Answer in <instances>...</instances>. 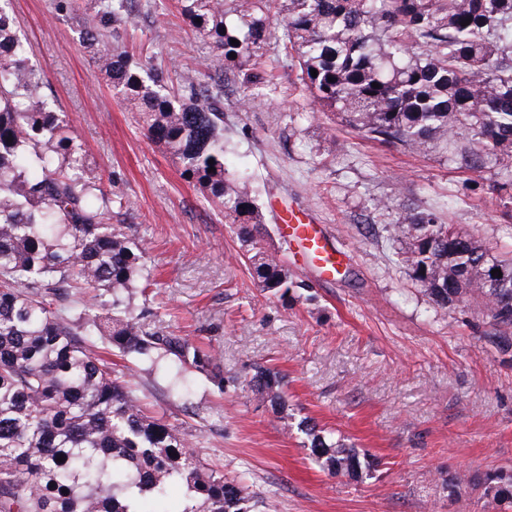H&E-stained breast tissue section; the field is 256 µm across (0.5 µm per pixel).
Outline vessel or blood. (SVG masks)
<instances>
[{
  "label": "vessel or blood",
  "instance_id": "1",
  "mask_svg": "<svg viewBox=\"0 0 512 512\" xmlns=\"http://www.w3.org/2000/svg\"><path fill=\"white\" fill-rule=\"evenodd\" d=\"M281 221V234L298 245L301 259L312 260L323 279L334 280L343 255L330 245L323 225L317 224L311 214L292 209Z\"/></svg>",
  "mask_w": 512,
  "mask_h": 512
}]
</instances>
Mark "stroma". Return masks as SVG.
Segmentation results:
<instances>
[{
	"label": "stroma",
	"instance_id": "obj_1",
	"mask_svg": "<svg viewBox=\"0 0 512 512\" xmlns=\"http://www.w3.org/2000/svg\"><path fill=\"white\" fill-rule=\"evenodd\" d=\"M13 0L32 60L76 128L103 189L133 202L118 216L150 242L148 266L160 287L134 290L150 329L182 336L221 354L223 387L192 377L190 411L167 392L162 370L127 359L150 410L164 412L199 441L200 456L225 477L248 474L269 512H504L481 487L449 479L512 468V356L484 340L474 304L428 303L401 264L391 216L373 209L413 202L494 248L512 254V205L489 185V169L456 168L435 153H412L362 137L340 115L318 109L296 67L277 59L275 42L257 50L273 79L260 102L243 100L239 68L224 70L228 168L246 177L268 230L266 247L288 262L297 283L287 297L260 290L224 214L178 161L151 142L138 116L94 67L81 38L79 9L94 0ZM136 16L129 50L148 48L169 82L190 71L208 83L209 50L176 0H129ZM311 212L344 265L332 282L293 261L279 213ZM287 376L288 405L259 402L246 384L256 366ZM375 457L357 478L333 475L310 458L303 419Z\"/></svg>",
	"mask_w": 512,
	"mask_h": 512
}]
</instances>
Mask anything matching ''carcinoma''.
I'll list each match as a JSON object with an SVG mask.
<instances>
[{
    "label": "carcinoma",
    "mask_w": 512,
    "mask_h": 512,
    "mask_svg": "<svg viewBox=\"0 0 512 512\" xmlns=\"http://www.w3.org/2000/svg\"><path fill=\"white\" fill-rule=\"evenodd\" d=\"M127 0H98L83 18L96 69L139 113L143 129L224 208L261 287L284 297L302 284L265 248L256 199L226 167L219 85L186 75L168 86L162 64L145 66L114 47L134 25ZM186 23L213 55L210 68L247 67L282 26L281 60L299 67L305 90L366 138L413 153L440 152L463 169L493 170L492 190L512 192V0H178ZM471 20L467 26L462 22ZM237 40L231 44L230 39ZM236 57H231L230 53ZM317 70L312 77L311 70ZM333 81H328V78ZM44 73L29 57L9 0H0V512H143L167 487H185L182 512H249L244 479L203 463L165 415H150L124 370L99 345L156 368L176 369L170 392L188 395L189 366L219 388V354L145 329L129 307L135 281L150 286L147 242L110 224L129 208L86 167L83 145L55 102L36 95ZM378 87H372V84ZM214 164H209V160ZM394 236L401 263L430 303L474 302L488 318L484 339L512 351V260L413 206L401 207ZM501 270L491 279L488 270ZM79 288L78 315L59 290ZM253 393L286 407L283 377L257 366ZM312 459L358 477L372 463L341 438L305 422ZM63 461H57V458ZM484 495L512 508V472L480 479Z\"/></svg>",
    "instance_id": "cac0c4a2"
}]
</instances>
